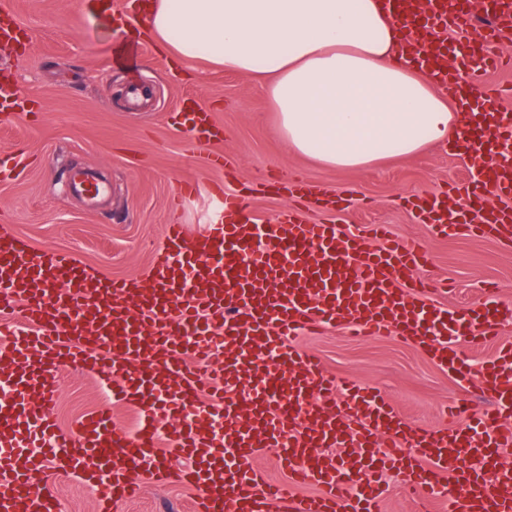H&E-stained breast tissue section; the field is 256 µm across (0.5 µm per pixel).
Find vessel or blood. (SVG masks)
<instances>
[{
  "mask_svg": "<svg viewBox=\"0 0 512 512\" xmlns=\"http://www.w3.org/2000/svg\"><path fill=\"white\" fill-rule=\"evenodd\" d=\"M418 66L437 76L465 110L457 152L488 158L465 186L468 209L447 199L411 196L408 204L435 238L471 234L512 244V113L499 102L512 85L493 87L480 71L512 69V55L483 54L472 69L467 33L512 39V0H429L423 11L387 0ZM179 124L202 145L222 137L210 112L191 96ZM31 101L0 83V113L30 115ZM219 176L207 188L181 183L177 202L207 191L214 215L197 236L167 224L146 279H108L69 253L41 250L0 235V512H60L48 470L90 475L102 502L139 496L144 478L168 454L187 459L175 478L194 489L205 512H378L380 479L398 471L417 512L444 499L453 512H512V345L484 362L487 407L468 414L466 398L445 409V426L406 422L379 393L324 375L320 362L289 339L339 327L365 337L394 336L427 353L443 370L460 358L455 336L478 346L501 335L498 307L486 302L471 322L449 309L448 285L422 278L426 242L404 244L387 225L340 231L313 224L301 201L349 211L353 200L296 178L282 182L287 209L245 217V191H231L224 155L210 158ZM500 203L485 208L484 193ZM96 368L114 400L135 406L134 431L112 414L83 417L76 436L54 430L55 374ZM219 418L201 435L184 423ZM272 448L287 485L261 481L252 462ZM336 449L328 460L326 449ZM313 486L310 494L302 486Z\"/></svg>",
  "mask_w": 512,
  "mask_h": 512,
  "instance_id": "b4317fda",
  "label": "vessel or blood"
}]
</instances>
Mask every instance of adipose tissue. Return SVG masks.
Masks as SVG:
<instances>
[{"label":"adipose tissue","mask_w":512,"mask_h":512,"mask_svg":"<svg viewBox=\"0 0 512 512\" xmlns=\"http://www.w3.org/2000/svg\"><path fill=\"white\" fill-rule=\"evenodd\" d=\"M147 25L181 62L263 75L280 135L324 166L362 169L456 138L446 98L398 56L381 0H153Z\"/></svg>","instance_id":"obj_1"}]
</instances>
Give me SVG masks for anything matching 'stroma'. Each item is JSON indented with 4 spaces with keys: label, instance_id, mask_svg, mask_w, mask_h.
<instances>
[{
    "label": "stroma",
    "instance_id": "35a3bbf8",
    "mask_svg": "<svg viewBox=\"0 0 512 512\" xmlns=\"http://www.w3.org/2000/svg\"><path fill=\"white\" fill-rule=\"evenodd\" d=\"M90 0H0L24 30L25 45L0 51V74L42 106L38 121L0 114V159L24 164L19 178L0 182V231L39 248L79 256L95 274L145 276L151 247L165 224L185 225L194 236L211 206L173 203L178 182L210 181L205 158L221 151L235 162L236 184L297 173L308 180L369 200L347 225L386 224L400 239L421 238L424 225L399 206L400 197L439 195L451 183L467 184L473 163L429 143L417 155L392 158L368 169L338 170L294 154L276 132L275 115L250 78L224 72L206 60L172 63L157 44L145 52L125 44ZM194 96L213 112L221 140L193 144L173 129L180 97ZM92 170L108 183L104 204L91 206L61 179L60 168ZM427 277L447 278V302L460 313L484 303V287H497L498 305L512 306V248L467 235L429 242ZM295 346L320 357L324 369L373 387L402 417L424 428L442 423L441 410L460 395L472 409L486 403L477 387L442 370L424 352L394 337L360 339L333 329L294 337ZM95 371H63L53 398L56 428L76 435L78 422L107 407L122 430H134L133 406L113 403ZM61 512H100L96 494L80 475L51 471ZM112 512H203L195 491L170 475L151 476L142 494L113 503Z\"/></svg>",
    "mask_w": 512,
    "mask_h": 512
}]
</instances>
